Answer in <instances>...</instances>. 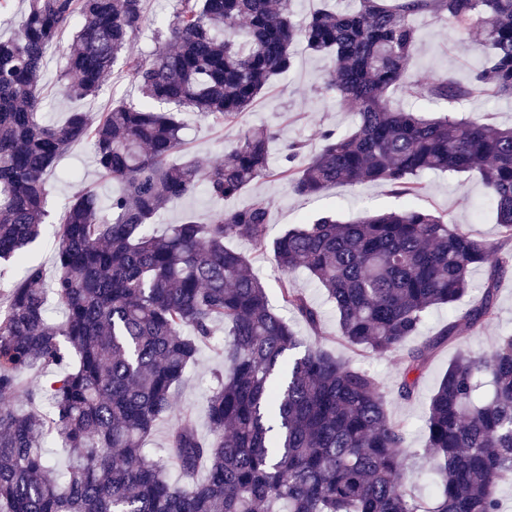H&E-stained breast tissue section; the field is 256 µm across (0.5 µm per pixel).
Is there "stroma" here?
<instances>
[{
    "instance_id": "1",
    "label": "stroma",
    "mask_w": 512,
    "mask_h": 512,
    "mask_svg": "<svg viewBox=\"0 0 512 512\" xmlns=\"http://www.w3.org/2000/svg\"><path fill=\"white\" fill-rule=\"evenodd\" d=\"M176 7L177 0H147L145 23L134 46L139 56L146 58L151 55L155 47V33L166 31ZM415 25L418 49L407 65L412 81L424 83L436 75L446 74L464 82L480 67L483 54L477 32H462L445 20L429 16L416 18ZM292 52V69L271 82L242 122L220 124L190 112L183 113L185 145L182 153L175 155V162L189 157L200 166H208L223 154L225 148L233 145L244 130L264 127L275 135L270 154L271 166L277 169L282 164V148L288 142H304L308 151L314 152L322 146V130L333 129L340 133L353 130L356 122L354 113L320 90L328 60L311 54L300 44L294 45ZM64 66L65 59L59 46L50 47L42 80L44 116L48 121H62L66 113L75 108L94 116L110 104L120 101L134 103L139 99L138 88L121 62L116 63L111 74L105 77L97 99L78 102L65 98L59 83ZM390 98L395 105L423 112L428 117L449 114L461 119L485 115L501 127L512 125V99L507 97H473L450 106L417 99L407 87L402 86L394 88ZM417 180L424 190L414 199L415 207L448 215L474 236L492 241L498 239L499 229L489 207V190L478 172L455 175L423 173ZM47 183L49 217L34 250L43 267L45 280L50 283L55 278V231L63 217V203L79 189L92 190L102 203H109L113 186L111 181L101 178L92 149L85 142L74 143L60 157L48 173ZM258 196L271 203L268 235L272 238L331 207L335 208L338 219L348 222L361 217L369 209L398 210L404 205L403 199L389 194L385 185L375 182L338 185L320 195L306 197L292 192L286 180L271 177L253 183L236 197L225 201L213 199L203 188H196L183 200L170 205L150 229L160 234L186 215L203 219L222 208L245 207ZM233 246L246 255L252 272L265 284L270 304L280 307L283 275L275 265L272 252H257L245 240L234 241ZM294 285L302 289L322 312L321 333H313L305 324H297L296 330L303 342L327 350L337 358L360 365L376 375L389 395L391 418L403 424L407 444L414 450L424 446L431 395L459 350L485 353L490 351L498 336L512 333L511 275L500 285L494 322L482 328L463 330L459 338L438 349L422 371L413 398L406 401L395 395L402 372L398 354L380 358L340 343L336 338V309L324 290L302 272L295 275ZM223 371V355L214 347L202 348L182 381L172 414L158 422L147 442L152 453L165 456L168 431L176 414L185 411L193 414L199 433L208 435L206 397L216 376Z\"/></svg>"
}]
</instances>
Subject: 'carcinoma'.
I'll return each instance as SVG.
<instances>
[{
  "mask_svg": "<svg viewBox=\"0 0 512 512\" xmlns=\"http://www.w3.org/2000/svg\"><path fill=\"white\" fill-rule=\"evenodd\" d=\"M144 2L29 0L13 35L0 38V266H24L0 306V512H506L498 487L512 479V335L487 354L458 353L431 397L423 452L412 451L379 379L303 347L229 242L272 249L286 275L283 307L319 334L320 311L288 279L307 270L336 307L339 340L380 358L416 335L431 308L447 306L441 332L401 355L397 395L409 399L442 343L495 316L512 265L499 256L512 243V127L425 117L393 105L389 92L405 82L417 49L414 20L432 15L461 31L479 27L484 62L465 84L443 74L412 92L447 104L512 97V0H354L347 10L326 3L302 24L291 0H177L147 60L134 52ZM75 16L64 94L96 98L122 57L142 101L114 103L95 122L78 110L48 122L46 52ZM297 43L330 61L321 90L356 113L351 132L322 131L314 153L286 144L277 172L269 166L274 135L264 128L247 130L205 169L171 162L184 124L153 104L237 123L292 67ZM82 140L119 189L105 207L81 189L64 208L57 323L29 247L48 218L46 176ZM473 170L491 191L496 243L409 203L423 190L419 173ZM274 174L301 195L379 182L408 202L349 223L329 209L272 241L262 197L205 221L188 216L162 235L147 231L200 183L227 200ZM477 266L488 268L487 285L461 309ZM218 323L227 369L207 397L211 436L186 414L170 431L168 457H154L148 438ZM30 370L55 380L26 386L21 375ZM487 377L492 390L483 395ZM17 398L30 408L18 411ZM50 437L70 452L64 469L46 457ZM418 457L436 485L429 498L407 479ZM171 464L182 483L171 480Z\"/></svg>",
  "mask_w": 512,
  "mask_h": 512,
  "instance_id": "obj_1",
  "label": "carcinoma"
}]
</instances>
